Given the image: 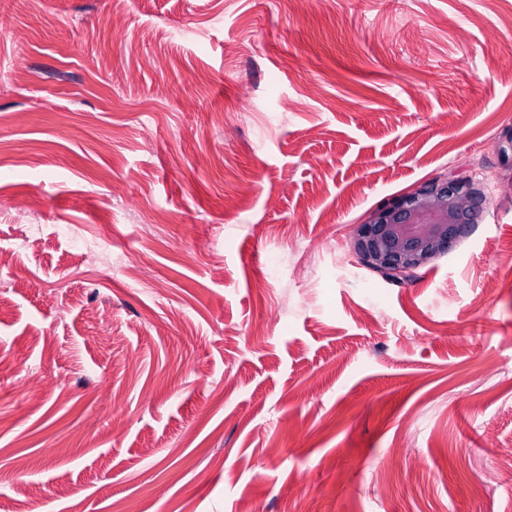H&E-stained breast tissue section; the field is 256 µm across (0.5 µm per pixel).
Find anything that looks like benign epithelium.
<instances>
[{
  "instance_id": "benign-epithelium-1",
  "label": "benign epithelium",
  "mask_w": 512,
  "mask_h": 512,
  "mask_svg": "<svg viewBox=\"0 0 512 512\" xmlns=\"http://www.w3.org/2000/svg\"><path fill=\"white\" fill-rule=\"evenodd\" d=\"M483 212L481 189L471 178H436L380 204L357 225L353 247L369 268L406 278L480 223Z\"/></svg>"
}]
</instances>
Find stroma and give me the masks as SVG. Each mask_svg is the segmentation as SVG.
<instances>
[{
  "label": "stroma",
  "instance_id": "stroma-1",
  "mask_svg": "<svg viewBox=\"0 0 512 512\" xmlns=\"http://www.w3.org/2000/svg\"><path fill=\"white\" fill-rule=\"evenodd\" d=\"M511 46L512 0H0V512H512ZM451 175L482 222L364 267ZM483 212L481 189L471 178H436L380 204L357 225L353 247L369 268L392 279L406 278L479 224Z\"/></svg>",
  "mask_w": 512,
  "mask_h": 512
}]
</instances>
